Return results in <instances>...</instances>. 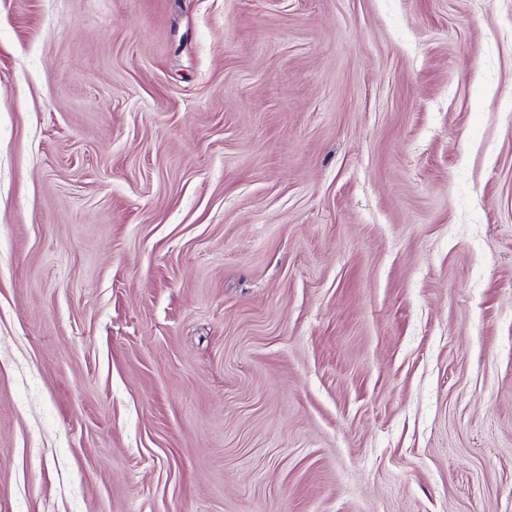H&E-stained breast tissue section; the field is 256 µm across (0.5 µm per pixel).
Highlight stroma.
Wrapping results in <instances>:
<instances>
[{
    "label": "stroma",
    "mask_w": 512,
    "mask_h": 512,
    "mask_svg": "<svg viewBox=\"0 0 512 512\" xmlns=\"http://www.w3.org/2000/svg\"><path fill=\"white\" fill-rule=\"evenodd\" d=\"M0 512H512V0H0Z\"/></svg>",
    "instance_id": "35a3bbf8"
}]
</instances>
